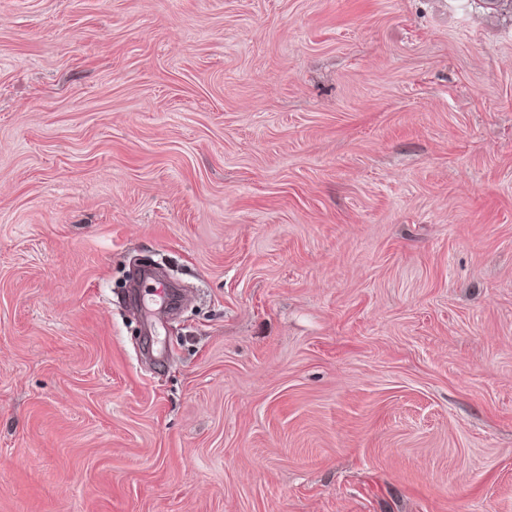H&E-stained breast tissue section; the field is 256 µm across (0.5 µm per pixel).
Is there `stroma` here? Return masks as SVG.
I'll return each instance as SVG.
<instances>
[{"label":"stroma","instance_id":"stroma-1","mask_svg":"<svg viewBox=\"0 0 512 512\" xmlns=\"http://www.w3.org/2000/svg\"><path fill=\"white\" fill-rule=\"evenodd\" d=\"M0 512H512V0H0Z\"/></svg>","mask_w":512,"mask_h":512}]
</instances>
